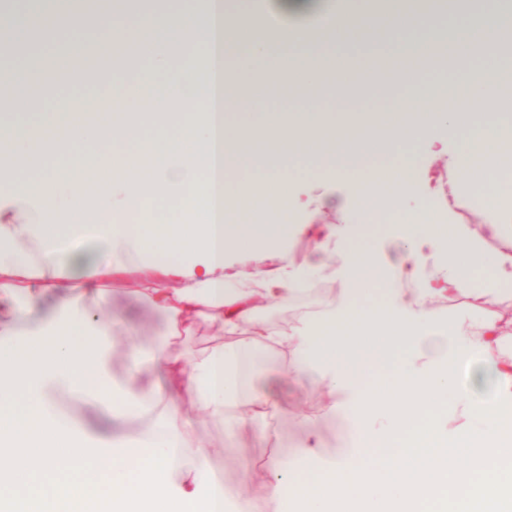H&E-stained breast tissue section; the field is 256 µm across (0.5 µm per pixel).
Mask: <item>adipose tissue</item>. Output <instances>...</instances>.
<instances>
[{"label": "adipose tissue", "instance_id": "adipose-tissue-1", "mask_svg": "<svg viewBox=\"0 0 512 512\" xmlns=\"http://www.w3.org/2000/svg\"><path fill=\"white\" fill-rule=\"evenodd\" d=\"M367 0H342L326 50L312 52L302 29L282 30L288 65L281 75L291 90L336 94L356 80L387 74L396 83L439 64L482 51L512 57V0H468L449 21L423 29L432 0L386 15L382 24L395 45L387 58L361 59L338 52V44L365 35L374 20ZM203 0L172 12L135 13L109 32L107 47L119 50L122 66H138L134 84H106L105 100L120 112L90 122L65 123L45 112L20 131L0 128V512H257L252 501L232 498L216 475L206 440L187 443L194 422L181 413L189 403L223 421L240 392L239 366L249 355L287 349L291 372L315 380L335 399L349 429L336 456L314 471L305 463L318 445L307 442L292 465L276 468L272 500L285 512H504L512 506V158L499 150L512 134V107L490 79L462 77L448 87H422L388 107L355 116L305 112L298 118L267 111L262 94L243 97L251 58L269 52L246 26L225 25L219 51L205 47ZM203 43L167 79V67L183 32ZM150 67H140L141 59ZM68 69L83 83L95 62L69 69L66 57L35 75H9L11 111L25 112ZM153 99L156 114L193 101V118L160 138H139ZM467 129L456 154L448 204L422 200L405 209L403 221L382 231V245L368 247L371 225L343 235L330 224L285 223L273 211L251 223L238 221L243 198L258 193L282 197L291 179L326 174L352 190L360 215L373 214L375 193L363 192L377 168L394 178L388 200L396 207L413 194L408 176L413 157L403 151L437 129ZM81 144L102 146V163L76 157ZM486 177L501 190L485 197L480 223L460 220L476 180L474 154ZM74 155L62 174L43 173L46 158ZM74 195L75 223L57 221L61 185ZM173 197L180 218L156 223L147 196ZM137 224L121 222L126 212ZM313 240V261L281 256L280 244L296 232ZM94 242L87 254L71 241ZM403 245V257L388 259L385 246ZM230 251L267 252L272 269L256 268L251 284L236 286L228 273ZM340 262L331 275L341 297L315 318L275 332L255 310L262 299L291 298L322 270L329 253ZM130 267L154 270L140 294L161 310L168 335L190 334L207 319L233 336L202 353L172 356L159 343L153 358L169 376L172 398L141 381L139 358L124 380L113 377L109 338L121 329L102 321L109 295L101 277ZM181 278L180 288L169 280ZM464 295L475 314L438 321L430 300ZM52 311H43L47 299ZM493 369L489 398H475L461 385L475 359ZM84 397L110 418L160 410L149 431L119 438L85 420L58 413L59 396ZM450 402L462 421L449 429L438 411ZM88 462V496L67 474Z\"/></svg>", "mask_w": 512, "mask_h": 512}]
</instances>
